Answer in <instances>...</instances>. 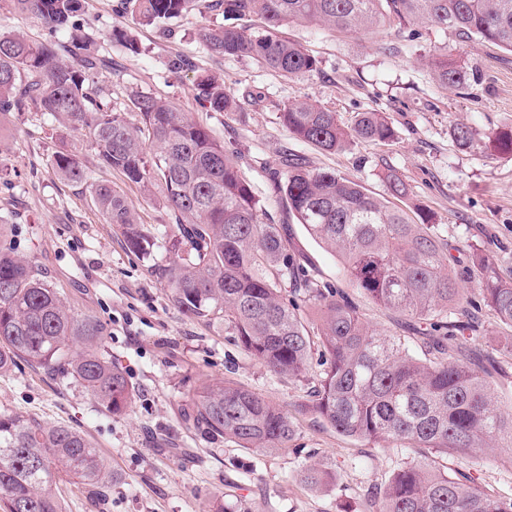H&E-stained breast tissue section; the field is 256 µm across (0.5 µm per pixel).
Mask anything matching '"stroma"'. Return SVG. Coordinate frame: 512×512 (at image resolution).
<instances>
[{
    "mask_svg": "<svg viewBox=\"0 0 512 512\" xmlns=\"http://www.w3.org/2000/svg\"><path fill=\"white\" fill-rule=\"evenodd\" d=\"M117 3L83 0L76 32L112 60V70L101 72L98 83L113 111L130 112L134 94L150 93L208 127L237 156L271 222L291 224L296 257L314 269L321 283L351 294L378 332L403 333V315L354 292L338 260L302 225L292 224L271 177L283 154L303 156L312 169L335 170L377 197L387 194L382 172L395 169L408 186L410 202L429 210L440 233L460 247L455 270L463 296L481 298L478 284L466 273L469 245L479 246L503 272L512 271V156L489 151L480 139L460 147L451 137L458 124L487 133L512 128L511 52L475 36H445L424 24L411 49L392 29L347 37L287 24L281 28L283 37L320 61L319 74L288 80L255 62L207 50L199 30L224 25L222 12H191L172 23L173 36L165 39L156 27L135 25ZM116 29L135 35L139 54L111 41ZM436 47L477 72L478 81L443 91L422 62ZM176 53L188 56L192 68L170 72L168 60ZM199 68L223 77L226 88L242 96L241 112H215L195 99ZM304 99L335 112L346 126L358 113H384L397 138L321 151L296 140L278 119L284 104ZM59 152L73 154L93 179L118 185L143 223H168L169 213L159 200L102 168L84 131L65 128L40 112L0 114V250L12 248L30 257L75 314L101 324L105 355L123 369L135 390L130 411L115 419L81 387L55 383L25 362L0 375V409L80 430L120 474L103 509L85 485L62 484L66 512H209L217 503L229 512L241 505L248 512H376V490L402 462L418 457L419 449L353 440L298 413L320 366L300 379L271 375L222 327L183 316L148 272L150 262L168 260L165 248H155L149 262L127 253L88 188L57 175L52 158ZM507 337V331H496L483 342L481 354L498 405L510 416ZM225 381L292 413L295 435L287 449L260 454L186 429L181 419L186 396L201 384ZM432 460L438 471L466 473L473 485L503 499L512 497L511 448L478 460L455 453L436 454ZM313 462L336 475L326 489H311L299 479Z\"/></svg>",
    "mask_w": 512,
    "mask_h": 512,
    "instance_id": "obj_1",
    "label": "stroma"
}]
</instances>
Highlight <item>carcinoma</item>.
<instances>
[{
    "mask_svg": "<svg viewBox=\"0 0 512 512\" xmlns=\"http://www.w3.org/2000/svg\"><path fill=\"white\" fill-rule=\"evenodd\" d=\"M51 35L75 25L82 0H12ZM139 25L168 30L167 22L193 10L224 11L246 19L243 27L204 26L199 36L214 54L252 59L287 79L320 71L318 59L282 39L289 23L325 26L344 33L373 32L394 25L414 39L413 26L426 24L444 34L477 36L512 52V0H120ZM71 61L64 62L61 53ZM427 64L444 89L466 86L474 73L432 52ZM112 60L83 39L62 45L31 42L0 33V113L43 112L76 130H86L99 163L124 181L160 196L172 223L147 227L121 191L91 181L87 168L60 152L57 173L88 184L106 223L115 226L126 249L144 258L157 243L167 244L169 261L149 267L188 319L223 324L242 350L274 376L304 377L313 351L321 354L320 379L300 412L337 433L367 441L419 448L418 459L403 462L379 493L377 512H512V499H499L461 474L436 471L429 455L460 453L482 457L512 447V417L500 412L490 381L476 368L474 343L489 325L512 328V275L470 248L471 269L481 302L461 294L452 250L433 224H415L400 207L365 192L354 180L330 170L313 171L302 157L286 154L273 176L288 209L324 248L335 253L355 288L408 319L426 345L414 355L409 340L371 329L358 307L338 290L323 288L288 250V237L265 212L242 177L224 142L172 103L139 93L133 111H112L99 73ZM195 97L215 112H237L239 96L224 80L204 72ZM278 119L297 140L324 151L351 140L389 142L395 130L381 112H360L343 126L336 113L307 101L280 109ZM479 132L452 129L460 147ZM493 151L512 154V130L483 136ZM389 195L402 201L408 187L398 173H384ZM291 286L290 295L282 288ZM318 304L311 324L303 304ZM98 322L79 318L58 289L32 261L0 251V373L22 360L62 383L86 390L109 415L121 418L134 397L125 373L101 350ZM184 421L208 439L276 452L288 447L295 430L288 411L231 383L204 384L186 400ZM77 479L96 488L98 501L118 472L83 433L0 410V500L7 512H64L59 484ZM300 480L321 487L330 474L318 464Z\"/></svg>",
    "mask_w": 512,
    "mask_h": 512,
    "instance_id": "cac0c4a2",
    "label": "carcinoma"
}]
</instances>
